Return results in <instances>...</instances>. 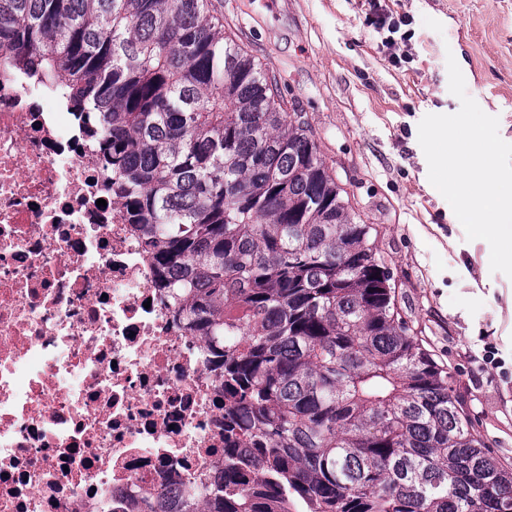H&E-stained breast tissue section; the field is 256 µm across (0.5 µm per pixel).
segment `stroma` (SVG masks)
<instances>
[{
    "instance_id": "stroma-1",
    "label": "stroma",
    "mask_w": 512,
    "mask_h": 512,
    "mask_svg": "<svg viewBox=\"0 0 512 512\" xmlns=\"http://www.w3.org/2000/svg\"><path fill=\"white\" fill-rule=\"evenodd\" d=\"M413 33L397 60L367 0H220L226 31L273 69L330 172L365 223L397 285L398 304L447 365L490 455L512 463V279L490 270V246L467 240L428 179L418 124L460 108L466 92L512 143V0H380Z\"/></svg>"
}]
</instances>
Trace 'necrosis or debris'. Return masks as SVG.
Listing matches in <instances>:
<instances>
[{"mask_svg": "<svg viewBox=\"0 0 512 512\" xmlns=\"http://www.w3.org/2000/svg\"><path fill=\"white\" fill-rule=\"evenodd\" d=\"M93 125L0 66V512H200L224 380L111 202Z\"/></svg>", "mask_w": 512, "mask_h": 512, "instance_id": "obj_1", "label": "necrosis or debris"}]
</instances>
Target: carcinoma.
I'll return each instance as SVG.
<instances>
[{"instance_id": "cac0c4a2", "label": "carcinoma", "mask_w": 512, "mask_h": 512, "mask_svg": "<svg viewBox=\"0 0 512 512\" xmlns=\"http://www.w3.org/2000/svg\"><path fill=\"white\" fill-rule=\"evenodd\" d=\"M0 53L94 114L112 198L222 371L200 512H512L377 229L212 0H0Z\"/></svg>"}]
</instances>
